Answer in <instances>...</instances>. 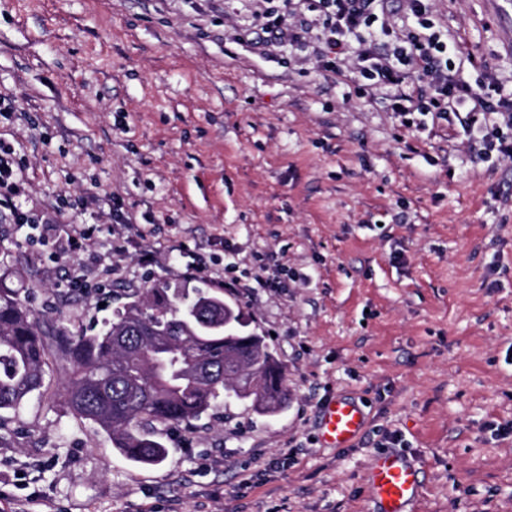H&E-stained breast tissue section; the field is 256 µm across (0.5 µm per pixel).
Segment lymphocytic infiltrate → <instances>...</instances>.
Returning <instances> with one entry per match:
<instances>
[{"label":"lymphocytic infiltrate","instance_id":"f902f5d3","mask_svg":"<svg viewBox=\"0 0 512 512\" xmlns=\"http://www.w3.org/2000/svg\"><path fill=\"white\" fill-rule=\"evenodd\" d=\"M307 12L318 17L323 37L316 53L335 70L346 55L350 36L379 28L388 33L380 8L385 0H301ZM406 11L415 20L412 28L395 35L385 52L363 46L353 59L351 72L362 86L391 88L390 109L402 124L425 129L427 119L458 122L468 139L479 143L485 160L512 159V99L501 93L499 84L474 91L456 75V65L447 42L434 33L430 0H405ZM289 0H263L259 39L265 44L293 42L297 32L287 23ZM428 78V93L419 82ZM11 146L0 142V207L10 210L14 223L40 226L55 239L66 255L84 251L92 229L72 224H47L42 217L20 204L23 180L14 169Z\"/></svg>","mask_w":512,"mask_h":512}]
</instances>
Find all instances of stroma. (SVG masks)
Masks as SVG:
<instances>
[{"mask_svg": "<svg viewBox=\"0 0 512 512\" xmlns=\"http://www.w3.org/2000/svg\"><path fill=\"white\" fill-rule=\"evenodd\" d=\"M458 75L512 93V0H432ZM261 0H0V118L21 201L94 229L77 257L0 212L6 284L71 331L111 317L125 290L218 289L225 265L281 288L225 292L284 365L273 416L232 400L196 426L153 425L167 449L137 466L63 401L64 372L0 417V495L14 472L34 512H372L370 466H422L415 512H512V160L481 161L459 125H402L384 89L312 55L322 33L253 47ZM73 207L58 211L59 196ZM152 235L112 230V203ZM180 243L213 264L188 277ZM118 266L110 306L75 287ZM366 426L319 438L331 399ZM401 437L388 443V433Z\"/></svg>", "mask_w": 512, "mask_h": 512, "instance_id": "35a3bbf8", "label": "stroma"}]
</instances>
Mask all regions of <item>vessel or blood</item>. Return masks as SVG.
<instances>
[{
	"instance_id": "obj_1",
	"label": "vessel or blood",
	"mask_w": 512,
	"mask_h": 512,
	"mask_svg": "<svg viewBox=\"0 0 512 512\" xmlns=\"http://www.w3.org/2000/svg\"><path fill=\"white\" fill-rule=\"evenodd\" d=\"M364 426L360 407L350 401L338 399L322 410L321 437L326 445L348 447ZM420 473L416 459L395 453L377 457L369 474L375 512H413L421 494Z\"/></svg>"
}]
</instances>
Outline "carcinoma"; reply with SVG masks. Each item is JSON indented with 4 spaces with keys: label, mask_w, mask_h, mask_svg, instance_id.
Returning <instances> with one entry per match:
<instances>
[{
    "label": "carcinoma",
    "mask_w": 512,
    "mask_h": 512,
    "mask_svg": "<svg viewBox=\"0 0 512 512\" xmlns=\"http://www.w3.org/2000/svg\"><path fill=\"white\" fill-rule=\"evenodd\" d=\"M100 328L75 334L40 323L0 285V412H17L43 386L53 357L68 369L64 398L105 432L119 454L158 464L164 445L145 425H191L225 400L236 368L259 381L250 407L274 414L287 399L284 372L266 337L247 330L238 308L207 289L137 288Z\"/></svg>",
    "instance_id": "carcinoma-1"
}]
</instances>
